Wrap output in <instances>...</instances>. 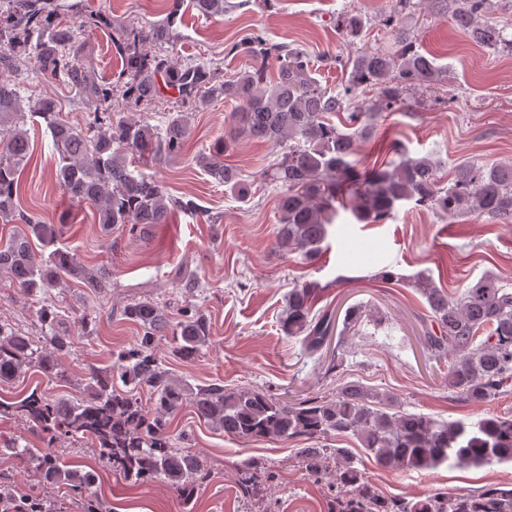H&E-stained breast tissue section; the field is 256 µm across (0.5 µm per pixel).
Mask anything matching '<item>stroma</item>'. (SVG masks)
<instances>
[{"label":"stroma","mask_w":512,"mask_h":512,"mask_svg":"<svg viewBox=\"0 0 512 512\" xmlns=\"http://www.w3.org/2000/svg\"><path fill=\"white\" fill-rule=\"evenodd\" d=\"M89 10L105 13L108 26L79 31L86 56L97 77L118 75L123 60L114 42L129 25L150 28L165 19L166 0H85ZM396 0H250L243 8L207 18L183 6L169 44L146 43L148 52L181 61L210 63L215 81H224L247 59L230 56L227 49L253 34L276 43H295L311 56L348 55L354 47L376 50L389 45L382 18ZM461 0H425L402 14L401 24L414 33L421 51L434 54L447 73L438 100L409 104L380 120L372 137L362 142L359 164L369 167L389 160L391 141H402L410 156L427 154L440 159L439 175L448 179L463 162L493 163L512 159V51H494L472 42L454 22ZM357 13L366 22L358 44L337 32L343 13ZM11 78L20 85L22 99L58 95L69 120L85 126L91 115L73 104L65 90L45 80L34 62L22 59ZM235 104L215 100L191 115L187 147L174 162L155 168L156 177L173 198L193 200L198 208L176 212L171 223L155 225L144 235L116 229L104 233L88 206H71L54 180L57 156L44 128L30 133L33 158L20 175L24 211L48 224L58 223L64 211L74 221L65 227L63 241L77 248L81 259L106 271L110 286L95 293L76 283H65L30 297L0 281V325L40 336L37 309L45 303L58 307L74 347L63 355V380L29 370L23 378L0 383V398L18 399L32 390L47 396L74 398L86 383L88 366L107 369L113 352L133 345L140 328L122 309L132 299L153 298L171 320L192 309L207 317L211 336L201 355L182 361L172 355L168 340L158 343V355L175 376L192 385L221 383L257 387L280 400L316 393H332L340 382L356 381L395 396L413 412L447 420L475 422L491 414L512 413V395L484 404H471L449 394L445 386L447 361L428 359L421 345L429 307L409 282L429 274L436 286L456 294L483 274L497 276L512 289V223H493L480 217L448 219L427 210L403 205L382 225H363L346 211L329 229L323 252L315 263L279 247L278 190L258 183V174L275 162L278 148L249 139L239 140L224 156L244 179L253 181L250 204L236 202L224 192L194 157L224 134ZM392 266L405 275L402 284H385L380 269ZM196 276L202 288L194 297H182L179 284ZM317 283L320 307L345 312L354 304L381 309L382 324L363 323L355 336H333L344 349L341 366L330 375L322 363L307 356L298 340L285 336L279 317L293 284ZM96 322L93 336L80 334V319ZM174 434L211 469L210 482L197 491L194 512H327L328 481L317 482L297 462L298 449L309 440L289 442L242 440L225 436L184 408L171 421ZM40 439L18 418H0V473L9 475L21 494H36L47 512H84L79 497L50 484L35 485L29 464L16 457L13 446L39 447ZM64 460L78 462L95 476L99 512H184L176 493L162 482L131 483L113 471L96 452L62 441ZM270 461L277 467L263 497L249 500L239 492L241 465L246 460ZM369 481L388 497L413 499L433 489L469 493L490 484L512 482V463L481 467L448 464L426 471L399 472L363 461Z\"/></svg>","instance_id":"1"}]
</instances>
